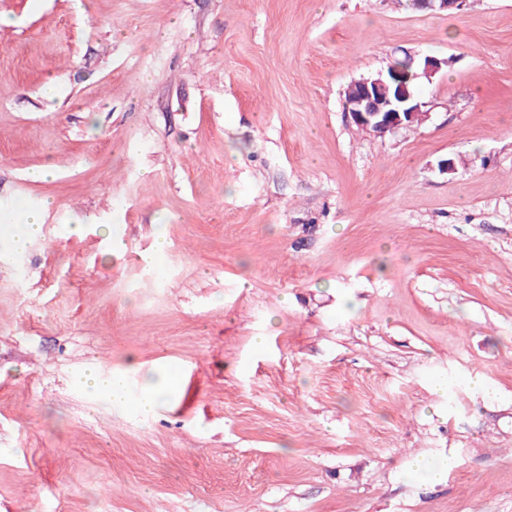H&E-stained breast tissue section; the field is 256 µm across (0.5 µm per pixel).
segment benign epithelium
Wrapping results in <instances>:
<instances>
[{"instance_id": "obj_1", "label": "benign epithelium", "mask_w": 512, "mask_h": 512, "mask_svg": "<svg viewBox=\"0 0 512 512\" xmlns=\"http://www.w3.org/2000/svg\"><path fill=\"white\" fill-rule=\"evenodd\" d=\"M423 11H449L463 5L465 0H413ZM345 110L353 123L365 132L383 137L415 122L426 121L430 113L423 103L400 81V72L391 70L389 78L383 73L362 77L349 85L344 99Z\"/></svg>"}]
</instances>
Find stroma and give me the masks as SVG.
I'll return each instance as SVG.
<instances>
[{"instance_id":"stroma-1","label":"stroma","mask_w":512,"mask_h":512,"mask_svg":"<svg viewBox=\"0 0 512 512\" xmlns=\"http://www.w3.org/2000/svg\"><path fill=\"white\" fill-rule=\"evenodd\" d=\"M427 56L426 123L353 124ZM35 209L0 512H512V0H0V225ZM383 76L379 72L349 85L344 105L355 125L375 137H384L429 118V112L423 110L424 103L409 92H416L418 79L408 82L407 88L397 69L391 70L388 79ZM159 379L163 380L170 389L178 386L177 377L170 369H166ZM158 380L145 377L142 394L136 401L137 407L143 413H151L159 405L160 385ZM79 385L91 392L107 394L113 403L121 404L128 399V386L121 374L101 375L97 372L83 373L78 379Z\"/></svg>"}]
</instances>
